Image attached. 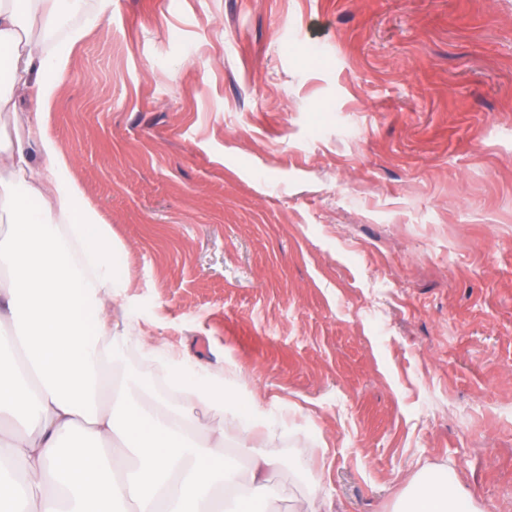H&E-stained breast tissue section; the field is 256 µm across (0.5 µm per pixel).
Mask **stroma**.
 Returning a JSON list of instances; mask_svg holds the SVG:
<instances>
[{"mask_svg":"<svg viewBox=\"0 0 512 512\" xmlns=\"http://www.w3.org/2000/svg\"><path fill=\"white\" fill-rule=\"evenodd\" d=\"M41 120L113 321L285 418L278 512H512V0H112ZM394 512H481L448 469L425 465L398 497Z\"/></svg>","mask_w":512,"mask_h":512,"instance_id":"obj_1","label":"stroma"}]
</instances>
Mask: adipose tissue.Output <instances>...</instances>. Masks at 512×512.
Wrapping results in <instances>:
<instances>
[{
    "instance_id": "1",
    "label": "adipose tissue",
    "mask_w": 512,
    "mask_h": 512,
    "mask_svg": "<svg viewBox=\"0 0 512 512\" xmlns=\"http://www.w3.org/2000/svg\"><path fill=\"white\" fill-rule=\"evenodd\" d=\"M0 0V112L21 98L47 106L75 44L112 0ZM80 24H70L73 15ZM0 512H275L276 449L254 446L247 466L223 451L224 431L205 428L189 400L227 417L246 436L276 419L230 398L234 372L188 371L180 351L131 328L115 332L110 306L128 283L115 268L112 227L86 200L42 121L25 134L0 128ZM20 346L37 377L21 375ZM161 363L168 391L113 385L124 350ZM396 512H478L447 469L426 465Z\"/></svg>"
}]
</instances>
